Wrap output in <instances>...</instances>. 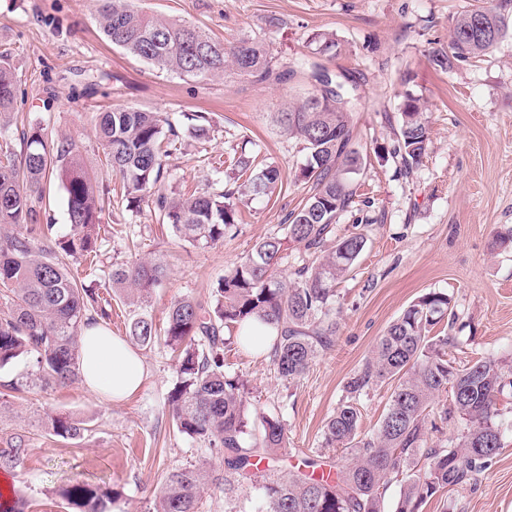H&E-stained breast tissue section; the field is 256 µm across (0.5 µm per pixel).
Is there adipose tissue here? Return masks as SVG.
<instances>
[{"instance_id": "1", "label": "adipose tissue", "mask_w": 512, "mask_h": 512, "mask_svg": "<svg viewBox=\"0 0 512 512\" xmlns=\"http://www.w3.org/2000/svg\"><path fill=\"white\" fill-rule=\"evenodd\" d=\"M81 342V380L87 390L112 401H123L140 389L144 367L126 340L112 335L102 323L93 322L84 327Z\"/></svg>"}]
</instances>
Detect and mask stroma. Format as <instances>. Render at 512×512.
I'll return each instance as SVG.
<instances>
[{
  "label": "stroma",
  "instance_id": "35a3bbf8",
  "mask_svg": "<svg viewBox=\"0 0 512 512\" xmlns=\"http://www.w3.org/2000/svg\"><path fill=\"white\" fill-rule=\"evenodd\" d=\"M134 8L199 26L233 44L249 35L269 44L280 63H298L284 82L257 83L226 74L202 85L158 71L106 42L96 22V0H0V54L17 80L12 125L39 123L48 138L79 141L99 188L113 184L94 128L103 107H139L178 119L206 112L209 141L181 135L165 160L160 187L183 193L206 189L218 160L245 149L280 170L269 199L238 204V224L223 244L197 248L179 241L145 206L129 211L113 199L100 229L96 263L68 259L86 284L113 266L159 258L166 276L149 312L164 326L170 304L207 299L216 280L251 253L260 239L279 233L285 215L307 196L299 177L305 152L284 133L277 114L308 95L315 68L350 72L361 82L352 112L354 146L367 159L358 192L378 220L363 225L367 247L354 271L336 284L338 329L333 348L293 381L281 379L268 355L235 344L226 348L227 371L248 382L247 399L260 413L279 415L288 428L281 472L321 450L324 426L347 399L345 385L376 340L411 302L436 291L452 298L456 325L440 321L437 335L453 334L448 356L464 366L480 357L512 355V251L495 245L512 228V36L495 51L443 71L429 57L447 47L452 19L475 0H130ZM334 34L337 55L309 44ZM427 106L431 128L426 153L410 177L379 158L393 137L387 115L401 101V79ZM146 379L122 402H109L82 383L15 393L0 387V444L26 432L29 454L10 479L28 500L27 512H69L56 488L73 479L103 482L114 491L113 512H153L155 491L167 470L202 464L214 479L199 512H258L252 484L227 499L219 449L180 434L167 406L177 381L164 344L139 348ZM70 413L88 426L80 443H63L42 424L46 413ZM504 447L476 480L450 489L446 506L430 500L423 512H512V428ZM322 451V450H321Z\"/></svg>",
  "mask_w": 512,
  "mask_h": 512
}]
</instances>
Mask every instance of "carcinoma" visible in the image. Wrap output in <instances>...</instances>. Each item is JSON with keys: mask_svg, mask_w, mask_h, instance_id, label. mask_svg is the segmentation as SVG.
<instances>
[{"mask_svg": "<svg viewBox=\"0 0 512 512\" xmlns=\"http://www.w3.org/2000/svg\"><path fill=\"white\" fill-rule=\"evenodd\" d=\"M101 32L112 45L162 72L199 83L224 76L226 68L255 82H283L292 67L280 69L268 45L255 38L226 46L197 26L135 10L127 0H97ZM512 31V0H483L452 22L448 49L433 52L443 70L482 57ZM325 94L286 105L279 122L301 141L306 158L301 177L311 184L300 207L284 218V234L257 242L252 252L212 286L209 300L183 297L169 307L161 329L147 314L152 291L164 276L159 258L122 264L104 276L103 287L118 293L136 311L126 336L150 347L161 341L178 353V381L167 397L178 431L224 451L225 491L234 481L266 475L262 512H384L383 497L392 475L401 477L394 512H422L451 487L463 486L487 468L504 447V409L512 390V362L487 355L466 366L448 359L450 337L431 335L445 315L455 316L451 298L430 292L417 298L379 337L371 355L346 383L349 400L340 404L324 428L325 448L350 450L352 462L339 472L315 473L317 461H304L286 475H271L288 445V429L279 416L252 411L247 381L224 370V348L231 334L247 343L248 324L277 330L270 358L280 378L295 380L312 361L334 346L336 281L349 275L367 238L353 232L336 238V224L353 211L356 176L364 157L352 148L351 111L361 98L359 79L351 73H313ZM17 98L9 62L0 57V286L10 300L0 307V370L20 358L33 362V383L63 386L79 379L81 333L91 321L111 319L112 303L68 271L65 258L95 257L100 251L97 227L105 199L97 176L82 162L80 144L71 137L46 140L36 124L21 131L20 150L6 133L7 115ZM181 124L198 141L213 131L204 112L182 114ZM96 133L112 172L119 177L116 197L130 210L151 200L162 223L180 240L199 248L224 242L237 224L235 196L269 197L280 172L257 167L245 153L232 159L240 184L218 192H156L164 158L179 138L176 125L160 112L109 108L97 113ZM394 139L382 147L384 160L410 177L425 155L429 126L421 98L402 93ZM58 178L66 194L63 233L53 224L37 223L44 183ZM292 245L303 246L308 259L285 278L279 262ZM393 383L388 408L371 436L360 431L358 400L374 386ZM454 431L434 441L438 424ZM65 442L84 437L87 427L64 413L44 420ZM28 453L22 435L0 448V473L11 474ZM210 473L189 464L163 476L153 512H199ZM58 493L72 512H107L111 490L74 479ZM18 490L0 502V512H26Z\"/></svg>", "mask_w": 512, "mask_h": 512, "instance_id": "1", "label": "carcinoma"}]
</instances>
